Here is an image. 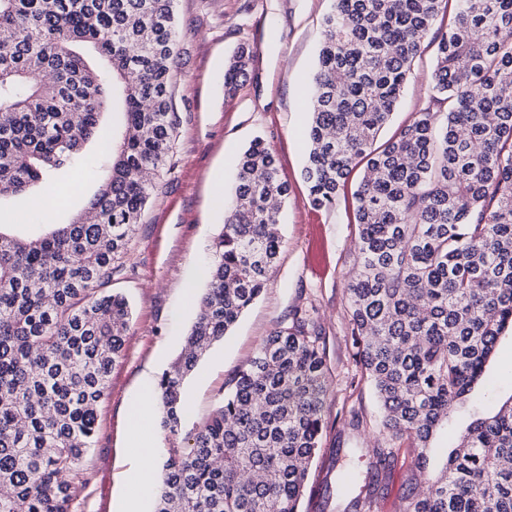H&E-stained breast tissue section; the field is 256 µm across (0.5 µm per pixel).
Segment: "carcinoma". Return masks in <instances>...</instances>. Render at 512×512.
<instances>
[{
    "label": "carcinoma",
    "instance_id": "1",
    "mask_svg": "<svg viewBox=\"0 0 512 512\" xmlns=\"http://www.w3.org/2000/svg\"><path fill=\"white\" fill-rule=\"evenodd\" d=\"M441 14L427 107L378 146ZM322 26L304 179L310 204L330 208L364 168L348 333L390 443L344 512H374L379 470L402 453L425 469L434 433L467 404L512 330V0H332ZM178 42L175 0H0V113L9 114L0 198L33 185L58 193L56 178L80 163L85 143L112 140L101 114L115 86L126 114L88 202L94 223L79 217L27 238L0 230V512H72L88 483L80 462L131 319L127 301L101 288L154 191L143 172L160 174L170 156ZM84 45L107 65L90 66ZM246 65L241 50L226 88L244 85ZM287 197L273 150L255 138L187 347L158 384L161 426L174 437L186 377L267 286ZM329 393L319 336L297 314L173 449L156 512H299ZM403 512H512V402L474 412Z\"/></svg>",
    "mask_w": 512,
    "mask_h": 512
}]
</instances>
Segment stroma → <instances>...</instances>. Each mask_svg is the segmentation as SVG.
I'll list each match as a JSON object with an SVG mask.
<instances>
[{
  "label": "stroma",
  "instance_id": "35a3bbf8",
  "mask_svg": "<svg viewBox=\"0 0 512 512\" xmlns=\"http://www.w3.org/2000/svg\"><path fill=\"white\" fill-rule=\"evenodd\" d=\"M330 0H176L181 41L174 64L173 105L178 115L173 149L143 213L127 254L108 283L132 309L122 356L98 408L95 443L82 460L91 482L76 512H119L138 467L127 434V412L145 386L182 353L204 292L209 248L220 234L225 205L216 190L232 195L242 152L255 137L274 150L289 186L280 216L282 249L267 288L223 340L200 359L184 384L186 427L205 421L218 407L232 378L276 327L289 324L295 310L308 311L322 336L330 394L324 405L327 432L311 464L312 488L302 512H343L346 500L336 484L346 468L369 460L381 445V413L371 385L351 357L347 334V274L356 254L353 171L336 205L317 209L309 202L303 176L307 156L309 86L323 38L321 20ZM246 50L247 81L224 86V69ZM436 46L424 42L399 105L382 133L390 139L425 107ZM84 162L66 175L75 192L53 221L81 213L101 183L112 156L108 144L89 141ZM39 188L0 201V223L15 232L39 230ZM321 228L331 267L313 274L306 247ZM512 396V332L501 336L472 397L486 410ZM361 423L353 425L351 414ZM414 487L413 470L397 461L380 471L376 512H400Z\"/></svg>",
  "mask_w": 512,
  "mask_h": 512
}]
</instances>
